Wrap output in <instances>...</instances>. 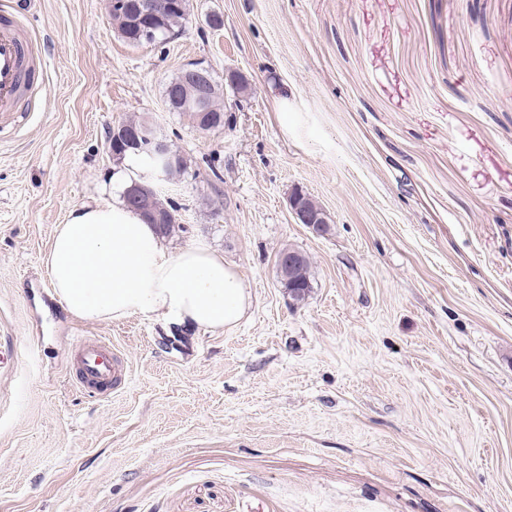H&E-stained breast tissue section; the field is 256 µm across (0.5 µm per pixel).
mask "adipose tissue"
Returning <instances> with one entry per match:
<instances>
[{
  "label": "adipose tissue",
  "instance_id": "1",
  "mask_svg": "<svg viewBox=\"0 0 512 512\" xmlns=\"http://www.w3.org/2000/svg\"><path fill=\"white\" fill-rule=\"evenodd\" d=\"M55 296L94 322L133 315L166 327L215 331L236 326L252 296L235 268L208 246L172 252L124 202L104 199L56 225L46 257Z\"/></svg>",
  "mask_w": 512,
  "mask_h": 512
}]
</instances>
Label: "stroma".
Returning a JSON list of instances; mask_svg holds the SVG:
<instances>
[{
  "label": "stroma",
  "instance_id": "1",
  "mask_svg": "<svg viewBox=\"0 0 512 512\" xmlns=\"http://www.w3.org/2000/svg\"><path fill=\"white\" fill-rule=\"evenodd\" d=\"M189 7L132 45L108 0H0L44 51L0 125V512H512V0ZM195 61L221 129L165 102ZM131 117L187 161L156 185L166 246L206 243L252 294L234 328L87 322L53 294L54 227L111 196ZM285 249L311 260L304 301ZM94 337L129 366L98 399L69 373ZM288 205L297 223L306 224L319 236L328 233L330 222L327 213L309 193L301 188H294L288 197ZM303 255L304 258L300 268L301 252L299 251H283L279 253L277 258V269L280 280L282 284L288 288H294L293 298L297 301L304 300L309 288H311L309 272L310 259L306 254L303 253ZM297 269L298 273L296 275Z\"/></svg>",
  "mask_w": 512,
  "mask_h": 512
}]
</instances>
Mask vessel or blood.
Wrapping results in <instances>:
<instances>
[{"label": "vessel or blood", "mask_w": 512, "mask_h": 512, "mask_svg": "<svg viewBox=\"0 0 512 512\" xmlns=\"http://www.w3.org/2000/svg\"><path fill=\"white\" fill-rule=\"evenodd\" d=\"M42 50L29 39L12 16H0V123L13 120L21 112L26 92L37 84ZM77 386L98 395L119 389L128 369L111 344L86 339L74 353Z\"/></svg>", "instance_id": "1"}]
</instances>
